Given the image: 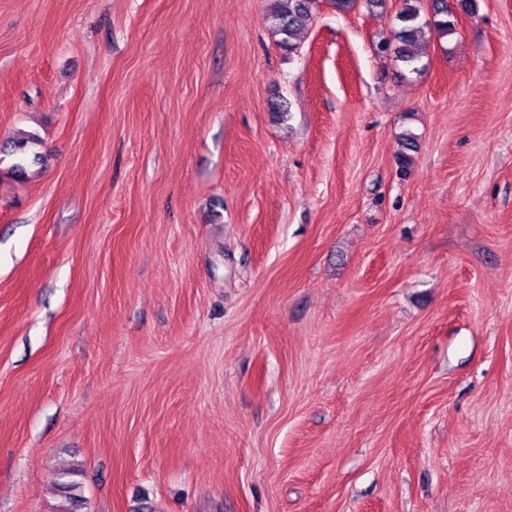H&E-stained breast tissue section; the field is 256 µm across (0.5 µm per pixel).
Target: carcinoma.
<instances>
[{
    "mask_svg": "<svg viewBox=\"0 0 512 512\" xmlns=\"http://www.w3.org/2000/svg\"><path fill=\"white\" fill-rule=\"evenodd\" d=\"M314 3L315 0H273L266 21L277 46L284 53L291 55L296 52L297 35L309 28ZM430 9L431 18L424 19L421 15L422 0H400V5L393 16V40L381 46V50H390L394 58L412 73L421 70V55L416 47L426 37V32L432 31L439 38L455 33V19L448 10L447 0H431ZM36 144L37 139L34 137L13 143V148L9 152V155L13 156L10 165L13 174L19 177L25 175L24 161L28 156L29 147ZM416 150V135L409 130L402 133L396 154V162L402 173H407L412 167ZM73 474V470L67 469L58 476L56 490L66 503V506L62 507V512H78L81 504L80 497L75 494L76 483L72 480Z\"/></svg>",
    "mask_w": 512,
    "mask_h": 512,
    "instance_id": "obj_1",
    "label": "carcinoma"
}]
</instances>
